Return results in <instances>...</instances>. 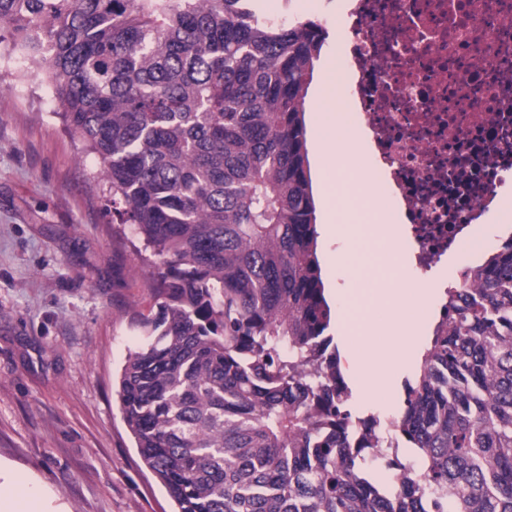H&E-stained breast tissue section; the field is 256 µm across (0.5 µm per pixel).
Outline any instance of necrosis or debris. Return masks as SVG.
Segmentation results:
<instances>
[{"mask_svg": "<svg viewBox=\"0 0 512 512\" xmlns=\"http://www.w3.org/2000/svg\"><path fill=\"white\" fill-rule=\"evenodd\" d=\"M336 79L408 219L424 274L512 192V0H346Z\"/></svg>", "mask_w": 512, "mask_h": 512, "instance_id": "4bbe7bcc", "label": "necrosis or debris"}]
</instances>
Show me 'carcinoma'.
<instances>
[{
    "mask_svg": "<svg viewBox=\"0 0 512 512\" xmlns=\"http://www.w3.org/2000/svg\"><path fill=\"white\" fill-rule=\"evenodd\" d=\"M270 0H0L157 262L118 383L177 512H512V236L449 288L392 428L360 437L329 334L304 105L326 32Z\"/></svg>",
    "mask_w": 512,
    "mask_h": 512,
    "instance_id": "carcinoma-1",
    "label": "carcinoma"
}]
</instances>
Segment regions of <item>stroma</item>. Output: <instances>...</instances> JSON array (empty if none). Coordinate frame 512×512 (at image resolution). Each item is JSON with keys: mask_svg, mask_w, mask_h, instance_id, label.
<instances>
[{"mask_svg": "<svg viewBox=\"0 0 512 512\" xmlns=\"http://www.w3.org/2000/svg\"><path fill=\"white\" fill-rule=\"evenodd\" d=\"M341 0H290L275 14L312 19L324 51L344 43ZM41 73L0 94V476L22 472L39 512H173L123 419L115 378L156 311L150 265L117 224ZM344 242L319 239L336 307L355 290L378 321L390 281L337 265Z\"/></svg>", "mask_w": 512, "mask_h": 512, "instance_id": "35a3bbf8", "label": "stroma"}]
</instances>
